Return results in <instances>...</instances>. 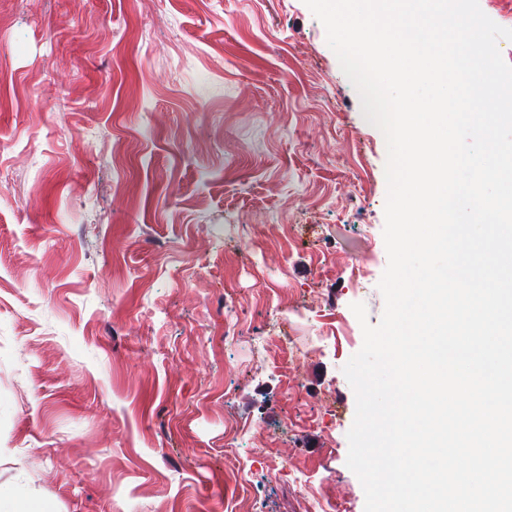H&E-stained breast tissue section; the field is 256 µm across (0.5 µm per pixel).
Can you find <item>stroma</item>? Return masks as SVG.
<instances>
[{"label": "stroma", "mask_w": 512, "mask_h": 512, "mask_svg": "<svg viewBox=\"0 0 512 512\" xmlns=\"http://www.w3.org/2000/svg\"><path fill=\"white\" fill-rule=\"evenodd\" d=\"M386 163L304 0H0V486L365 512L344 367L352 304L384 311Z\"/></svg>", "instance_id": "1"}]
</instances>
